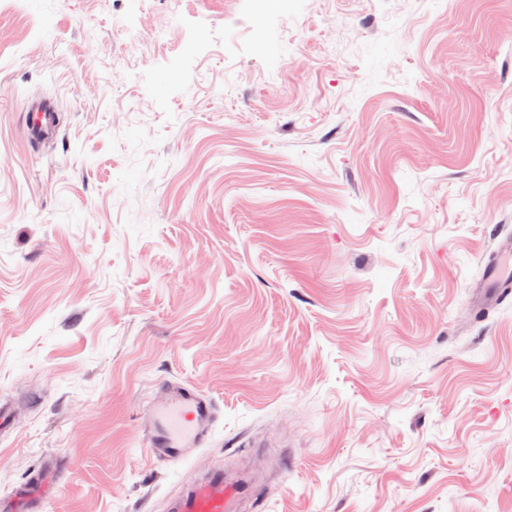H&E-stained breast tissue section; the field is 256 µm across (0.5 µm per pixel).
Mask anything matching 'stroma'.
Returning a JSON list of instances; mask_svg holds the SVG:
<instances>
[{"instance_id":"obj_1","label":"stroma","mask_w":512,"mask_h":512,"mask_svg":"<svg viewBox=\"0 0 512 512\" xmlns=\"http://www.w3.org/2000/svg\"><path fill=\"white\" fill-rule=\"evenodd\" d=\"M505 233L512 0H12L0 497L168 512L255 454L246 512H512V297L471 308ZM166 380L219 411L175 468ZM31 119L28 123L29 135L32 138L52 136L56 130L55 109L34 104L31 106ZM216 421L214 400L201 388L157 383L146 406L142 448L157 462L182 465L206 447Z\"/></svg>"}]
</instances>
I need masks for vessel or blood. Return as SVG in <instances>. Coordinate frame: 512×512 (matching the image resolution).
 <instances>
[{
	"label": "vessel or blood",
	"instance_id": "b4317fda",
	"mask_svg": "<svg viewBox=\"0 0 512 512\" xmlns=\"http://www.w3.org/2000/svg\"><path fill=\"white\" fill-rule=\"evenodd\" d=\"M31 137L53 135L56 114L39 104L30 108ZM512 296V234L500 237L483 274L474 286L475 313L488 312ZM217 421L213 398L201 388L180 382L155 384L146 406L142 446L152 459L170 466L190 461L208 444ZM261 489L258 478L214 471L207 479L189 486L177 498L171 512H240L245 497Z\"/></svg>",
	"mask_w": 512,
	"mask_h": 512
}]
</instances>
